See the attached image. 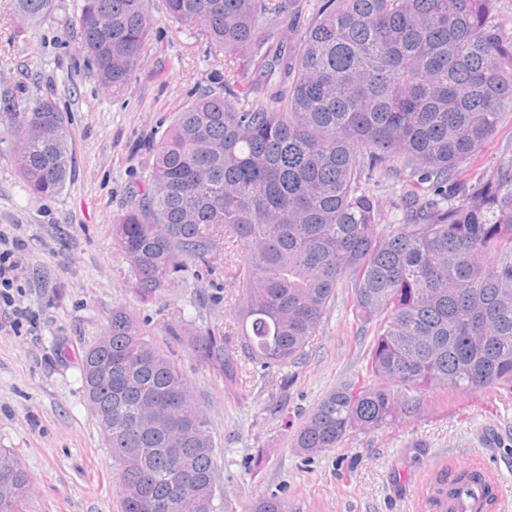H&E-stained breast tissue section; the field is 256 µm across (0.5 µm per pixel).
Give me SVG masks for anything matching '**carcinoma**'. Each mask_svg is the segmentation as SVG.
<instances>
[{
	"label": "carcinoma",
	"mask_w": 512,
	"mask_h": 512,
	"mask_svg": "<svg viewBox=\"0 0 512 512\" xmlns=\"http://www.w3.org/2000/svg\"><path fill=\"white\" fill-rule=\"evenodd\" d=\"M31 22L53 0H16ZM162 0L164 18L200 27L224 68L147 145L142 188L113 225L143 301L224 268V238L246 250L241 349L265 369L301 359L336 290L378 324L366 383L342 381L300 426L295 447L330 451L355 431L416 412L449 387L512 394V158L477 181L459 170L512 111V30L498 0ZM157 23L152 0H83L80 50L103 89H124ZM33 195L70 173L55 99L6 101L0 140ZM404 175L395 223L374 175ZM232 383L238 362L214 330L170 329ZM87 395L117 465L121 512H214L208 418L178 366L123 309L82 360ZM0 484V512L27 507V472ZM251 512H286L277 497Z\"/></svg>",
	"instance_id": "carcinoma-1"
}]
</instances>
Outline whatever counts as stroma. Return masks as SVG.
I'll return each mask as SVG.
<instances>
[{
  "label": "stroma",
  "mask_w": 512,
  "mask_h": 512,
  "mask_svg": "<svg viewBox=\"0 0 512 512\" xmlns=\"http://www.w3.org/2000/svg\"><path fill=\"white\" fill-rule=\"evenodd\" d=\"M0 0V98H55L68 118L71 170L50 198L30 194L0 143V231L19 239L21 306L33 330L14 334L0 309V448L31 478L28 512H121L116 464L87 400L85 351L113 309L132 315L192 383L210 421L216 512H248L264 496L288 512H436L429 498L441 474L467 461L499 483L491 512H512V395L436 388L417 415L387 428L354 432L333 450L307 457L294 446L304 419L341 381L366 380L370 327L351 312L341 288L300 363L253 367L240 355L236 385L202 365L168 329L190 322L217 328L238 351L232 283L216 289L185 273L161 302L141 301L113 226L144 176L141 143L170 125L175 105L221 67L196 30L154 25L138 70L123 92L103 91L74 24L82 0H54L30 24ZM512 157V112L463 168L474 181Z\"/></svg>",
  "instance_id": "obj_1"
}]
</instances>
